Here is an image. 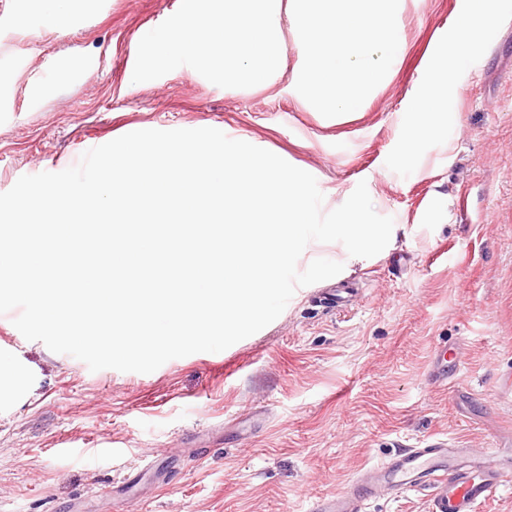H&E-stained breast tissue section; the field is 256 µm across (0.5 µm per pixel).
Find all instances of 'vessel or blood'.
<instances>
[{"label":"vessel or blood","instance_id":"1","mask_svg":"<svg viewBox=\"0 0 512 512\" xmlns=\"http://www.w3.org/2000/svg\"><path fill=\"white\" fill-rule=\"evenodd\" d=\"M433 366L432 380L438 384L461 371L454 350L445 345L436 348ZM511 479L498 454L476 455L467 448L449 447L447 440L440 439L403 449L387 462L366 467L351 489L320 499L314 512H365L380 487L431 491V512H480Z\"/></svg>","mask_w":512,"mask_h":512}]
</instances>
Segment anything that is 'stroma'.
I'll return each instance as SVG.
<instances>
[{
    "mask_svg": "<svg viewBox=\"0 0 512 512\" xmlns=\"http://www.w3.org/2000/svg\"><path fill=\"white\" fill-rule=\"evenodd\" d=\"M180 0H77L48 30L39 0H0V193L58 172L87 150L144 129L216 128L312 174L323 211L366 182L392 217L394 246L345 266L349 305L325 280L297 288L271 324L224 351L148 374L90 371L26 340L0 315V359L39 372L0 416V512H313L364 467L436 439L512 448V12L456 70L451 141L402 162L409 103L438 45L455 35L454 0H400L401 51L354 112L323 117L295 89L302 61L283 23L284 78L218 87L179 67L136 83L142 36ZM76 59V71L57 63ZM43 86L32 98L30 85ZM463 369L429 378L437 344ZM117 486L114 496L105 488Z\"/></svg>",
    "mask_w": 512,
    "mask_h": 512,
    "instance_id": "1",
    "label": "stroma"
}]
</instances>
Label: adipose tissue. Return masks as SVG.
Here are the masks:
<instances>
[{"mask_svg": "<svg viewBox=\"0 0 512 512\" xmlns=\"http://www.w3.org/2000/svg\"><path fill=\"white\" fill-rule=\"evenodd\" d=\"M495 22L488 0H473L469 15L457 25L453 46H438L435 53L444 57L454 54L463 59L470 50L473 37L482 30L489 29ZM455 81L452 70L438 69L435 77L424 83L417 91L414 101V121L406 138L416 142L424 137L446 138L450 135L452 116L448 111V90ZM35 375L21 360L8 365H0V414L13 404L27 399L34 388Z\"/></svg>", "mask_w": 512, "mask_h": 512, "instance_id": "1", "label": "adipose tissue"}]
</instances>
